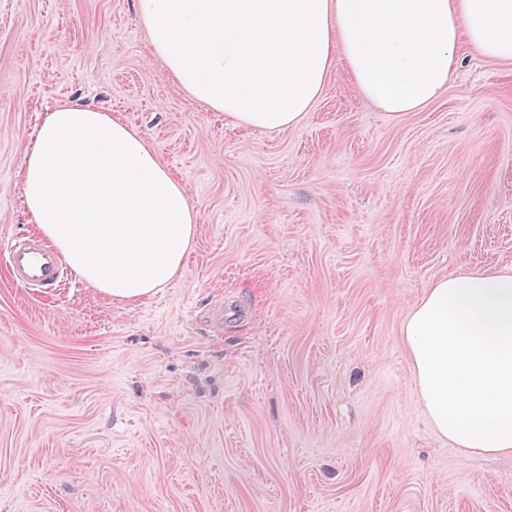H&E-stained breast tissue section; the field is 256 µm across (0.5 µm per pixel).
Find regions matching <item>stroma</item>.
<instances>
[{"mask_svg": "<svg viewBox=\"0 0 512 512\" xmlns=\"http://www.w3.org/2000/svg\"><path fill=\"white\" fill-rule=\"evenodd\" d=\"M60 104L134 126L197 212L181 274L112 302L0 265V512H512V454L433 427L402 336L432 282L512 270V65L463 51L394 117L342 65L303 121L225 122L136 0H0V240Z\"/></svg>", "mask_w": 512, "mask_h": 512, "instance_id": "1", "label": "stroma"}]
</instances>
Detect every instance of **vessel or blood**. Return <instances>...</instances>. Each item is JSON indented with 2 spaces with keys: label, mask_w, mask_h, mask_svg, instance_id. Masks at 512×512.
<instances>
[{
  "label": "vessel or blood",
  "mask_w": 512,
  "mask_h": 512,
  "mask_svg": "<svg viewBox=\"0 0 512 512\" xmlns=\"http://www.w3.org/2000/svg\"><path fill=\"white\" fill-rule=\"evenodd\" d=\"M0 263L7 268L12 281L22 288L56 287L61 276L57 254L35 238L0 245Z\"/></svg>",
  "instance_id": "obj_1"
}]
</instances>
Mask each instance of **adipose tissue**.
<instances>
[{"label":"adipose tissue","mask_w":512,"mask_h":512,"mask_svg":"<svg viewBox=\"0 0 512 512\" xmlns=\"http://www.w3.org/2000/svg\"><path fill=\"white\" fill-rule=\"evenodd\" d=\"M153 52L191 98L231 124L297 125L335 63L400 116L439 98L460 43L512 63V0H137ZM30 221L75 275L136 303L179 275L196 231L181 182L130 124L64 104L27 153ZM402 334L436 430L512 453V272L435 280Z\"/></svg>","instance_id":"1"}]
</instances>
